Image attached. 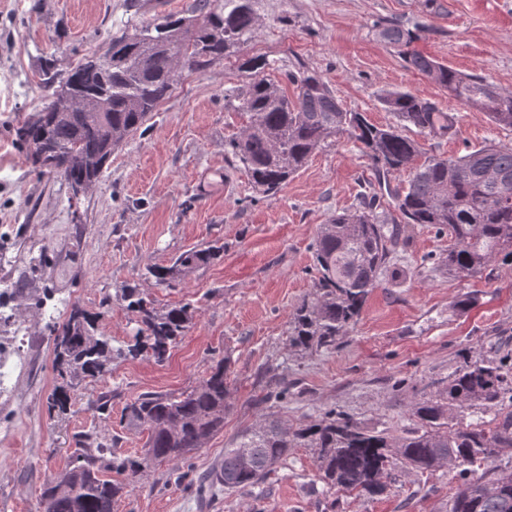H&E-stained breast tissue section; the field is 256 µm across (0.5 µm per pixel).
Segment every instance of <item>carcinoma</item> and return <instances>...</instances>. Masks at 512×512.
<instances>
[{"label": "carcinoma", "instance_id": "cac0c4a2", "mask_svg": "<svg viewBox=\"0 0 512 512\" xmlns=\"http://www.w3.org/2000/svg\"><path fill=\"white\" fill-rule=\"evenodd\" d=\"M254 26L251 0H192L181 13L150 21L130 19L107 37L101 51L60 76L54 60L41 68L49 94L41 107L15 130L28 159L42 176L72 187L96 186L105 166L127 138L137 133L152 112L170 96L174 65L201 69L243 40ZM380 36L398 49L406 67L430 77L455 102L485 112L499 126L512 128V90L482 77L468 76L432 58L409 50L416 34L389 24ZM270 63L246 62L248 81L237 96V109L249 124L229 143V153L252 185L276 192L309 159L340 135L360 144L379 176L412 170L407 185L392 194L385 207L365 195L353 209L334 213L321 225L314 243L312 299L293 314L289 344L309 350L328 348L358 320L379 272L405 241V225L430 224L448 230V273L472 276L492 271L501 256L512 258V147L485 144L455 158H429L416 166L419 143L396 126H377L361 112L342 108L324 78L308 70L291 77L293 95L265 75ZM406 126L435 139L459 132L458 116L411 92L391 91L383 99ZM224 256V245L181 253L169 266L148 274L158 285H171L191 269ZM26 277L12 285L16 308L43 309L50 288L26 290ZM119 298L138 314L136 344L126 350L94 334L85 311L74 303L65 318L49 317L45 330L53 337L54 366L63 378L100 377L112 359L134 351L157 362L190 323V305L165 311L135 287L121 288ZM512 365L496 359L465 361L437 398L411 407L420 427L392 445L334 410L322 422L292 428L267 415L246 429L224 461L203 481L231 493L263 482L292 448L315 449V462L331 489L371 495L391 477L396 454L415 470H434L455 459L459 484L448 500V512H512V467L495 463L512 453ZM227 360L217 363L198 386L178 396L144 393L128 403L122 420L148 430L143 461L131 462L112 452V439L91 432L78 440L67 467L46 483L40 512H112L126 480L135 479L154 462L178 463L224 428L230 407ZM476 402L495 413L491 428L459 425ZM488 466L491 476H475Z\"/></svg>", "mask_w": 512, "mask_h": 512}]
</instances>
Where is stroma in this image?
Returning a JSON list of instances; mask_svg holds the SVG:
<instances>
[{"label":"stroma","mask_w":512,"mask_h":512,"mask_svg":"<svg viewBox=\"0 0 512 512\" xmlns=\"http://www.w3.org/2000/svg\"><path fill=\"white\" fill-rule=\"evenodd\" d=\"M190 2L0 0V250L7 254L0 282L25 272L30 247L49 244V263L34 274L55 288L46 310L62 314L67 303H79L115 347L133 344L137 320L124 302L102 306L122 286H137L160 309L194 308L164 363L139 355L113 361L103 377L67 380L55 371L44 319L23 312V367L11 396L0 399V512H38L44 483L65 469L83 433L108 430L118 453L141 461L147 432L122 421L125 404L145 392L188 391L224 357L233 408L223 431L184 467L145 468L112 512H439L455 489V469L399 472L380 493L362 496L328 488L310 448L290 449L262 485L200 503L198 478L263 415L302 427L335 409L395 442L419 426L411 405L442 391L464 361L512 353V260H498L490 281L453 277L441 263L448 235L428 224L409 226L407 246L391 256L334 348H291L288 328L312 293L321 224L380 187L368 158L343 136L275 193L255 189L227 149L247 124L231 102L248 80L244 61L260 56L273 61L271 75L280 81L316 71L344 109L377 125L399 122L383 102L391 90L451 108L446 92L381 39L390 22L418 33L413 47L422 54L512 89V0H252L256 25L245 42L203 70H177L171 95L113 152L94 190L76 198L67 185L39 176L15 129L41 105L44 57L67 73L130 16L147 21ZM458 115L457 136L422 139L425 155L512 146V128L486 113L462 108ZM215 241L223 258L178 285L146 278L148 268ZM466 293L479 302L463 311L455 301ZM278 376L288 381L287 398L262 403ZM60 385L70 408L48 414L47 398ZM105 392L112 395L106 418L90 405Z\"/></svg>","instance_id":"1"}]
</instances>
